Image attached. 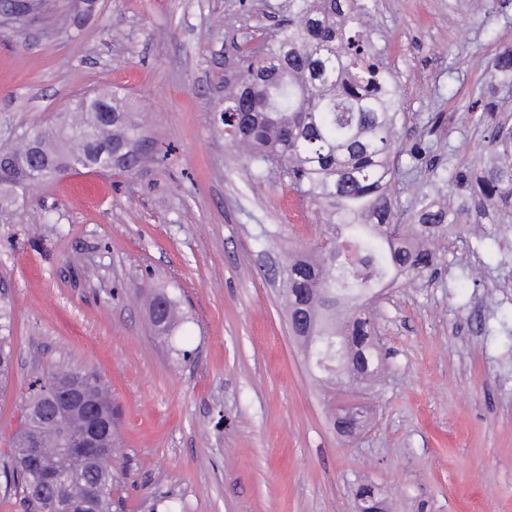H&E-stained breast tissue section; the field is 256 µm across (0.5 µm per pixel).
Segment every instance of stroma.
Masks as SVG:
<instances>
[{
  "label": "stroma",
  "instance_id": "stroma-1",
  "mask_svg": "<svg viewBox=\"0 0 512 512\" xmlns=\"http://www.w3.org/2000/svg\"><path fill=\"white\" fill-rule=\"evenodd\" d=\"M286 0H50L0 14V145L122 87L160 160L133 174L81 170L18 191L0 223V300L14 369L0 392V451L35 378L94 367L120 437L114 512H356L366 480L391 512H512V240L479 212L433 240L434 272L383 289L370 311L387 355L349 441L292 336L286 253L322 236L287 220L277 176L257 181L224 136L230 37L280 19ZM375 0L368 30L402 87L403 141L423 151L398 203L448 202L494 122L488 64L512 46V0ZM184 321L151 323L154 290ZM15 1L17 0H1L0 11L16 21H24L27 16L37 11L42 5V0H23L26 3L21 5L15 3Z\"/></svg>",
  "mask_w": 512,
  "mask_h": 512
}]
</instances>
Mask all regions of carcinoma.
<instances>
[{"label":"carcinoma","instance_id":"cac0c4a2","mask_svg":"<svg viewBox=\"0 0 512 512\" xmlns=\"http://www.w3.org/2000/svg\"><path fill=\"white\" fill-rule=\"evenodd\" d=\"M42 0H0V12L23 21ZM374 0H288L282 22L264 36L259 53L232 46L234 69L224 77V134L247 150L254 177L263 179L278 162L286 163L285 181L297 197L315 207L328 225L329 249L314 245L291 254L284 293L292 335L300 338L304 357L329 393L341 377L361 390L382 366L372 336L376 323L365 311L373 290L434 265V253L411 239L443 224L456 223V212L439 208L424 195L412 210L397 203L399 159L404 153L401 90L392 69L372 44L366 22ZM491 81L512 84V47L491 60ZM141 127L127 111L119 90L85 98L70 119L52 127H28L0 150V213L13 204V193L62 169L116 168L131 173L143 159ZM488 161L479 172L463 166L448 178V190L473 205L491 224H511L512 125L498 123L488 141ZM358 256L350 264L339 257L345 246ZM179 310L173 295L160 294L151 304L158 330L170 335ZM9 311L0 304V389L13 369ZM86 380V399L97 405L109 426L105 441L118 436V417L109 387L93 369L60 368L45 382ZM44 387L24 400L21 414L40 408ZM37 433L45 454L33 468L20 461L30 432L25 420L0 454L5 491L20 496L25 512H50L57 482L67 499L81 502L95 485L102 488L96 508L112 512V453L101 450L78 466L73 455L58 451L60 429L40 422Z\"/></svg>","mask_w":512,"mask_h":512}]
</instances>
